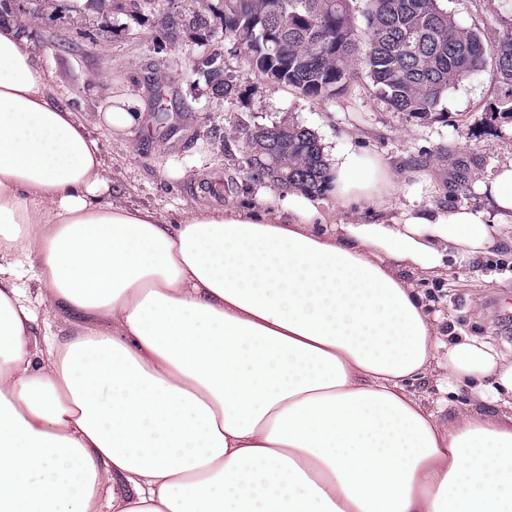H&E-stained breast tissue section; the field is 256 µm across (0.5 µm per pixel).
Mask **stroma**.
Here are the masks:
<instances>
[{
    "mask_svg": "<svg viewBox=\"0 0 512 512\" xmlns=\"http://www.w3.org/2000/svg\"><path fill=\"white\" fill-rule=\"evenodd\" d=\"M446 6L460 25L480 28L487 42L512 30V0H446ZM167 8V0H153L132 16L124 0H112L106 20L92 0H24L14 16L45 48L43 65L55 96L78 115H93L100 105L91 85L95 76L105 77L113 93L140 95L148 105L154 85H161L172 105L168 120L157 121L149 111L133 135L96 132L112 184L127 205L174 216L209 199L230 204L252 198L258 185L243 177L242 132L289 118L317 134L326 158L353 146L391 160L396 176L428 172L436 188L420 194L421 206H486L478 183L512 158V118L495 113L512 88L492 69L451 88L432 116L415 118L395 111L363 75L330 98L304 96L252 71L243 49L227 40L224 71L236 91L217 99L193 71L203 48L187 40L163 42L159 20ZM462 163L468 186L458 191ZM170 166L182 177H169ZM436 286L444 295L431 307L444 317L443 332L479 336L512 352L511 246L478 261L453 262L447 276L421 289Z\"/></svg>",
    "mask_w": 512,
    "mask_h": 512,
    "instance_id": "obj_1",
    "label": "stroma"
}]
</instances>
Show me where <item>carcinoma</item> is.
I'll use <instances>...</instances> for the list:
<instances>
[{
    "label": "carcinoma",
    "mask_w": 512,
    "mask_h": 512,
    "mask_svg": "<svg viewBox=\"0 0 512 512\" xmlns=\"http://www.w3.org/2000/svg\"><path fill=\"white\" fill-rule=\"evenodd\" d=\"M354 0H196L188 18L166 14V37L206 49L195 73L212 95L229 97L221 42L243 47L253 69L313 98L330 97L364 69L398 112L425 118L448 90L484 70L512 86V34L496 45L461 27L438 0H367L365 25ZM244 166L254 182L320 192L328 171L322 145L308 127L283 121L245 131Z\"/></svg>",
    "instance_id": "cac0c4a2"
}]
</instances>
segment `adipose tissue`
Listing matches in <instances>:
<instances>
[{
    "mask_svg": "<svg viewBox=\"0 0 512 512\" xmlns=\"http://www.w3.org/2000/svg\"><path fill=\"white\" fill-rule=\"evenodd\" d=\"M143 121L80 119L0 17V512H512V357L412 280L501 248L512 160L484 208L350 148L326 189L357 222L293 188L172 220L114 201L91 133ZM441 367L460 409L418 391Z\"/></svg>",
    "mask_w": 512,
    "mask_h": 512,
    "instance_id": "adipose-tissue-1",
    "label": "adipose tissue"
}]
</instances>
